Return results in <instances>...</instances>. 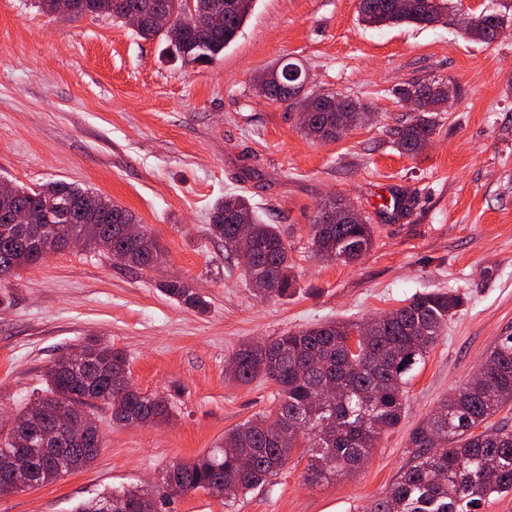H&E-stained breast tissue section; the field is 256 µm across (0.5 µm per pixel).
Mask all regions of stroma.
<instances>
[{"mask_svg": "<svg viewBox=\"0 0 512 512\" xmlns=\"http://www.w3.org/2000/svg\"><path fill=\"white\" fill-rule=\"evenodd\" d=\"M437 26L374 27L357 0H257L217 60L182 64L108 15L63 21L38 0H0V180L27 187L63 180L129 210L164 251L141 271L105 252L63 251L0 279V411L15 414L44 387L54 360L97 337L124 350L130 382L168 398L159 425L91 414L103 446L85 469L0 498V512H76L85 500L149 488L163 468L220 445L245 420L274 409L277 387L236 385L225 366L246 342L331 320L362 322L414 295L448 292L463 306L408 387L405 418L364 466L307 479L309 451L293 449L263 486L232 503L203 491L172 512H367L410 463L411 428L465 383L512 334V0H447ZM495 12L492 44L469 38L464 16ZM299 62L309 90L359 100L370 122L340 138L306 136L299 109L262 96L256 78ZM406 82L450 98L427 146L401 154L411 112ZM241 194L288 241L296 284L261 300L224 244L208 232L214 204ZM411 203L397 211L388 197ZM354 206L373 245L353 263L325 261L309 242L324 200ZM188 280L208 302L198 313L161 283Z\"/></svg>", "mask_w": 512, "mask_h": 512, "instance_id": "obj_1", "label": "stroma"}]
</instances>
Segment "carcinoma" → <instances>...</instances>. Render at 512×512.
I'll use <instances>...</instances> for the list:
<instances>
[{"mask_svg":"<svg viewBox=\"0 0 512 512\" xmlns=\"http://www.w3.org/2000/svg\"><path fill=\"white\" fill-rule=\"evenodd\" d=\"M76 15L103 12L116 19L140 12L145 20L141 38L169 39L159 31L152 15L165 11L178 28L175 53L184 63L212 60L224 53L254 9L256 0H193L192 14L199 23L182 26L183 0H79ZM359 0L362 20L374 26L410 23L431 26L441 22L445 6L441 0ZM489 14L476 16L468 27L484 43L497 38ZM422 97L417 116L398 131L397 147L415 155L427 144L436 127L438 112L448 101L443 90L431 92L428 83H406L396 89ZM276 102L292 101L300 108L299 123L314 140L333 141L349 125L369 120L370 113L352 99L332 92L297 90L284 92ZM352 108L351 124H345L336 105ZM92 192L65 181L36 188L14 185L0 199V276L11 275L65 250L66 239L89 226L88 246L125 255L126 264L150 270L163 259L154 236L143 230L130 239L123 226L132 216L107 198L96 208L85 205ZM28 209L31 229L10 223L15 206ZM341 209V201H324L310 225L314 252L326 260L353 262L370 249L373 230L369 224L327 223L330 213ZM209 232L224 241L226 258L241 269L244 279L261 299L283 298L294 287L288 242L274 224L263 223L247 198L229 196L219 201L209 217ZM162 291L178 303L204 313L208 301L191 284L173 277ZM462 300L445 292L413 296L407 304L364 323L328 322L301 328L263 344L245 343L232 355L225 376L240 384L257 379L277 387L275 409L247 420L224 435V445L192 462L170 464L160 482L150 490H120L103 498L81 503L78 512H98L112 502L116 512H167V505L184 492L224 490V502L246 494L274 476L294 448L310 449L307 478L318 481L340 472L360 468L381 434L398 426L404 418L407 387L442 336L448 320ZM87 348L94 355L90 368L75 370L58 359L46 372L44 395L37 407L19 412L13 430L31 437L55 427L54 412L66 406L86 412L96 402L121 400L122 411L112 420L123 423L135 418L147 425L169 417V403L162 396L140 393L128 383L126 353L97 338ZM336 386L330 403H321L319 393L327 384ZM512 404V335L492 347L480 369L442 400L429 417L409 434L413 464L402 471L384 497L370 512H471L492 494L512 493V428L489 422L502 408ZM62 454L70 466L61 470L53 457L32 448L30 468L46 482L91 465L102 448L100 432L86 442H65Z\"/></svg>","mask_w":512,"mask_h":512,"instance_id":"1","label":"carcinoma"}]
</instances>
